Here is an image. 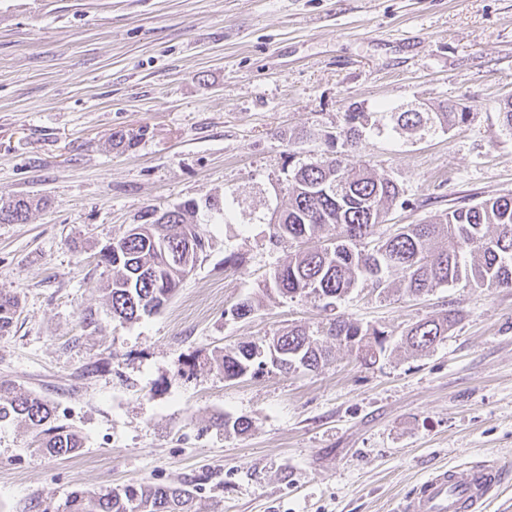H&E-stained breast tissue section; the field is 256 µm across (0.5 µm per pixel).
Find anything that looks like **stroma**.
I'll list each match as a JSON object with an SVG mask.
<instances>
[{
	"label": "stroma",
	"instance_id": "obj_1",
	"mask_svg": "<svg viewBox=\"0 0 512 512\" xmlns=\"http://www.w3.org/2000/svg\"><path fill=\"white\" fill-rule=\"evenodd\" d=\"M512 0H0V201L43 198L0 224V381L50 402L79 454L0 425V512L74 489L198 485L203 512H394L433 468L512 464V288L461 283L408 297L362 285L334 310L263 294L290 245L269 241L300 165L342 153L401 189L378 235L512 194ZM463 104L466 124L393 131L384 110ZM370 115L346 138V112ZM137 144L112 146V133ZM200 203L211 240L171 303L112 317L98 253L150 207ZM220 200L227 223L206 204ZM237 256L227 264V256ZM259 300L245 318L231 308ZM461 321L424 354L426 316ZM93 321H86V314ZM385 330L361 365L228 381L219 352L329 318ZM251 429L224 434L214 416ZM20 307L19 299L10 292L0 291V334L9 332L13 326L18 309ZM458 320L459 314L455 310L426 317L407 330L401 339L402 343L415 352L429 351L448 337Z\"/></svg>",
	"mask_w": 512,
	"mask_h": 512
}]
</instances>
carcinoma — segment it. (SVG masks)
<instances>
[{"instance_id": "1", "label": "carcinoma", "mask_w": 512, "mask_h": 512, "mask_svg": "<svg viewBox=\"0 0 512 512\" xmlns=\"http://www.w3.org/2000/svg\"><path fill=\"white\" fill-rule=\"evenodd\" d=\"M469 113L450 104L438 108L389 112V120L406 131L456 127ZM400 195L398 185L366 167L353 168L341 157L304 164L292 173L288 205L270 220L269 239L298 249L270 272L267 286L290 298L339 300L360 281L385 293L392 287L387 273L402 274L400 288L419 295L464 281L476 287L512 288V194L480 200L445 213L436 222L407 224L392 236L374 238L387 205ZM43 200L18 196L0 205L1 224H24ZM198 204L185 201L162 212L146 214L112 241V252L100 251L99 263L112 271L102 288L112 316L125 321L158 312L169 304L198 255L209 246L207 231L194 222ZM333 233H327L328 228ZM446 238L448 249L436 241ZM19 299L0 291V334L13 326ZM459 314L450 310L411 326L402 343L426 352L448 338ZM388 335L349 319H332L314 336L293 327L256 344L245 343L216 356L224 379L235 380L267 365L281 372L317 371L332 360L335 346L355 352L365 366L387 349ZM55 408L36 394L0 383V423L27 425L39 450L71 456L82 450L80 434L51 424ZM218 431L243 434L250 423L242 418H215ZM197 486L191 482L160 485L136 482L104 493L70 492L54 512H200Z\"/></svg>"}]
</instances>
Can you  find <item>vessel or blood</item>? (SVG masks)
Returning <instances> with one entry per match:
<instances>
[{
    "label": "vessel or blood",
    "instance_id": "vessel-or-blood-1",
    "mask_svg": "<svg viewBox=\"0 0 512 512\" xmlns=\"http://www.w3.org/2000/svg\"><path fill=\"white\" fill-rule=\"evenodd\" d=\"M512 474V466L486 460L462 471L432 470L418 490L407 498L399 512H478Z\"/></svg>",
    "mask_w": 512,
    "mask_h": 512
}]
</instances>
